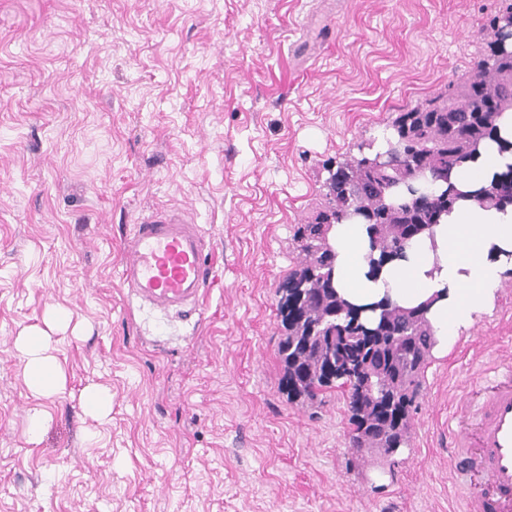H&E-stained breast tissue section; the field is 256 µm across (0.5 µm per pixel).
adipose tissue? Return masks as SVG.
<instances>
[{"label":"adipose tissue","mask_w":512,"mask_h":512,"mask_svg":"<svg viewBox=\"0 0 512 512\" xmlns=\"http://www.w3.org/2000/svg\"><path fill=\"white\" fill-rule=\"evenodd\" d=\"M498 141H487L475 160L450 174L461 197L431 235L415 239L403 258L372 274L366 225H334L330 244L336 253V288L355 307L392 303L428 304L427 317L441 350L470 328L495 298L512 271V204L485 208L473 200L496 174L512 165V112L496 119ZM26 357L24 381L32 393L63 388L65 375L51 353L48 336L31 331L17 340Z\"/></svg>","instance_id":"ef3b65f1"}]
</instances>
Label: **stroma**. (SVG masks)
I'll return each mask as SVG.
<instances>
[{
    "label": "stroma",
    "mask_w": 512,
    "mask_h": 512,
    "mask_svg": "<svg viewBox=\"0 0 512 512\" xmlns=\"http://www.w3.org/2000/svg\"><path fill=\"white\" fill-rule=\"evenodd\" d=\"M496 0H0V512H456L450 398L512 363V274L432 354L394 465L280 392L276 289L324 164L472 73ZM191 211L200 311L129 303L123 241ZM67 327H50L52 308ZM40 328L65 385L33 394ZM112 395L88 414L90 387ZM47 425L27 435L31 415ZM83 399L86 410L97 416L105 417L112 410V395L105 389L88 388Z\"/></svg>",
    "instance_id": "35a3bbf8"
}]
</instances>
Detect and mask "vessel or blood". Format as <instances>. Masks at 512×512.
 <instances>
[{"label": "vessel or blood", "instance_id": "obj_1", "mask_svg": "<svg viewBox=\"0 0 512 512\" xmlns=\"http://www.w3.org/2000/svg\"><path fill=\"white\" fill-rule=\"evenodd\" d=\"M206 231L186 213L160 208L141 219L127 241L121 281L131 295L164 315L198 311L210 281ZM448 425L454 482L474 484L459 512H512V366L463 391Z\"/></svg>", "mask_w": 512, "mask_h": 512}]
</instances>
